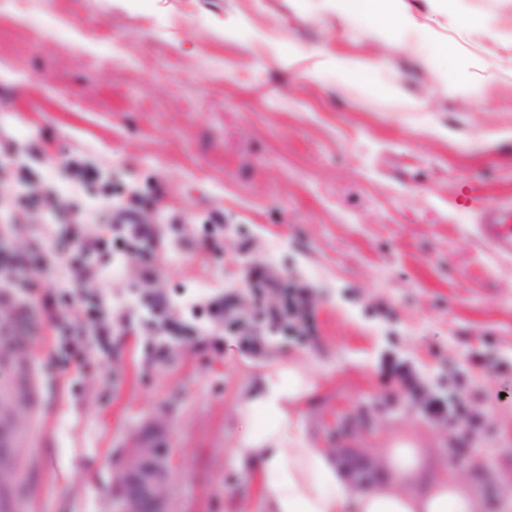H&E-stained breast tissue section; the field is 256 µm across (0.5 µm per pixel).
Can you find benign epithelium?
<instances>
[{
	"instance_id": "obj_1",
	"label": "benign epithelium",
	"mask_w": 512,
	"mask_h": 512,
	"mask_svg": "<svg viewBox=\"0 0 512 512\" xmlns=\"http://www.w3.org/2000/svg\"><path fill=\"white\" fill-rule=\"evenodd\" d=\"M173 452L163 426H148L114 473V512H172Z\"/></svg>"
}]
</instances>
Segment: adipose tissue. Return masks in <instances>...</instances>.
Listing matches in <instances>:
<instances>
[{
	"instance_id": "ef3b65f1",
	"label": "adipose tissue",
	"mask_w": 512,
	"mask_h": 512,
	"mask_svg": "<svg viewBox=\"0 0 512 512\" xmlns=\"http://www.w3.org/2000/svg\"><path fill=\"white\" fill-rule=\"evenodd\" d=\"M308 389L295 372L272 373L243 410L251 431L233 459L241 468L256 466L268 512H485L469 483L428 473L422 450L404 441L386 453L388 478L356 483L336 455L299 441L284 404Z\"/></svg>"
}]
</instances>
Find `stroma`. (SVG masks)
I'll use <instances>...</instances> for the list:
<instances>
[{
  "label": "stroma",
  "instance_id": "1",
  "mask_svg": "<svg viewBox=\"0 0 512 512\" xmlns=\"http://www.w3.org/2000/svg\"><path fill=\"white\" fill-rule=\"evenodd\" d=\"M400 25L339 0H0V169L24 196L52 182L29 223L68 197L72 164L126 182L179 248L151 292L221 286L248 312L250 265L310 292L319 334L105 337L98 368L60 391L34 372L37 315L0 350V503L6 512H110L113 461L163 422L173 512H267L232 450L267 374L300 369L289 405L304 444L374 462L394 439L473 484L487 512L512 495V258L475 224L512 203V0H393ZM220 258L200 261L214 214ZM138 279L114 255L120 315ZM452 398L453 422L431 417Z\"/></svg>",
  "mask_w": 512,
  "mask_h": 512
}]
</instances>
